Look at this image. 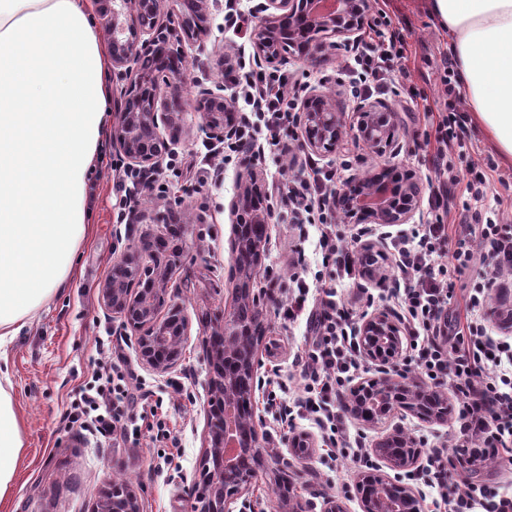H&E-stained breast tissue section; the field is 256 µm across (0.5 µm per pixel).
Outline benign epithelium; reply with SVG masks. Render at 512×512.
Wrapping results in <instances>:
<instances>
[{
    "instance_id": "benign-epithelium-1",
    "label": "benign epithelium",
    "mask_w": 512,
    "mask_h": 512,
    "mask_svg": "<svg viewBox=\"0 0 512 512\" xmlns=\"http://www.w3.org/2000/svg\"><path fill=\"white\" fill-rule=\"evenodd\" d=\"M104 27L110 40L112 72L117 79L131 78L117 102L116 122L112 127V145L130 169L157 170L172 146L189 132L182 107L178 61L187 52L172 45L182 42L193 46L211 33L212 6L217 0H172L175 8L166 12V0H101ZM320 0H259L253 14L260 22L252 37L253 55L260 64L285 60V52L312 57L323 48L327 36L351 37L364 24L369 0H331L333 8L318 9ZM194 111L201 122L198 128L210 140H222L235 131V111L227 98L209 88L197 91ZM304 138L300 150L306 153L332 154L341 146L343 114L336 111L333 97L313 89L301 107ZM398 126V113L388 106L369 102L356 112L355 139L366 147L382 152L391 146ZM243 172L231 204L233 224L230 280L235 303L254 304L267 311L279 302L274 288H259L256 272L269 249V237L257 240L251 228L268 226L273 210L268 201L257 199L258 173L253 157L241 160ZM422 188L416 174L397 168H384L351 181L336 193V206L357 224L390 226L409 224L420 212ZM384 237L362 243L364 258L383 255ZM159 243L144 242L139 253L149 259L124 256L112 265V274L99 289L103 309L120 318L122 324L139 333L137 352L150 370L166 373L183 358L191 323L185 309L173 305L161 311L160 285L165 283L171 266L162 258ZM139 279L143 287L132 291L130 282ZM267 330V320L242 322L235 311L224 315L213 336L224 337L216 343L206 339L210 365V399L207 407L208 449L203 463L207 495L201 512H249L253 508L250 493L253 483L269 471L303 468L312 447V439L300 433L288 440L284 451L275 449L268 456L258 450L255 411L246 421L228 418L229 405L243 398L255 401L257 388V346ZM402 329L396 316L382 309L363 317L357 328L358 344L364 357L392 364L403 352ZM451 398L444 386H429L411 379L397 368L384 371L353 388L344 399L342 410L362 425L388 419L400 409L427 423L448 420ZM403 447L417 444L404 427L396 424L376 443V462L362 472L356 492L362 512H402L404 503L419 501L400 477L381 473L379 463L395 471L414 466L420 453L385 451L391 443ZM312 501L302 496L284 495L278 512H312ZM93 512H142L137 491L128 485L110 484L100 493Z\"/></svg>"
}]
</instances>
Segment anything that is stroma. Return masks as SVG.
Segmentation results:
<instances>
[{
  "mask_svg": "<svg viewBox=\"0 0 512 512\" xmlns=\"http://www.w3.org/2000/svg\"><path fill=\"white\" fill-rule=\"evenodd\" d=\"M408 44L407 60H394L392 73L398 93L386 100L399 114L393 145L375 153L345 132L342 147L330 156L315 155L319 167L330 169L340 159H350L352 168L345 179L360 178L385 165L410 169L419 177L433 176L430 152L419 134L424 126L423 110L443 109L448 88L442 78L454 59L448 50V35L430 17L426 0H377ZM249 40L239 38L224 26L223 11L211 19V34L203 46L187 51L186 68L179 79L185 102H192L199 86L227 88L228 82L217 60L222 54L236 57L250 50ZM346 52L343 41L326 43L319 62L292 60L283 69L304 90L319 89L332 95L337 111L352 120L360 100L352 98L346 83ZM189 133L174 147L178 176L166 177L165 193L141 196L138 208H120L117 190L123 173L102 164L95 177V220L88 239L79 248L74 272L60 291L37 313L32 325L0 346V363H7L8 390L21 421L25 448L8 498L0 512H92L100 490L117 475L131 476L141 497L142 512H199L205 486L201 478L207 440L206 407L209 367L205 340L214 325L222 323L233 305L228 270L230 249V203L235 195L240 164L213 170L203 156L209 139L197 133L198 118L188 114ZM463 148L452 151L448 162L455 174L466 176L469 168L493 165L499 176L489 186L483 207L502 224L512 225V166L504 165L487 136L467 122ZM298 141L282 140L257 157L261 186L276 187L281 168L304 160ZM183 214L202 215L203 223L182 224L172 233L162 220L174 199ZM275 218L268 233V255L258 272L261 285L287 280L299 260L312 265L322 262L315 251L313 227L294 223L292 213L273 196ZM163 240L164 255L172 273L163 293L165 305L179 304L191 320V331L182 361L164 374L139 367L135 335L108 315L99 303V288L108 278L112 264L137 251L141 241ZM268 333L259 350V375L274 380L291 393L301 387L295 359L306 348L309 333L305 322L285 323L277 309L267 313ZM119 344L126 360L136 364L140 378L163 390L162 411L167 426L178 442L172 464L157 459L158 443L149 437L136 441L98 443L82 436L69 413L79 400L90 377L94 360L100 359L101 339ZM180 384L181 393L169 391ZM266 391H257L256 417L262 436L261 450L287 448L291 430L315 432L306 419L293 428L279 427L266 403ZM356 483L358 474L349 462L334 463L324 445H316L305 471L289 474L294 493L312 498L314 493L336 494L339 479Z\"/></svg>",
  "mask_w": 512,
  "mask_h": 512,
  "instance_id": "obj_1",
  "label": "stroma"
}]
</instances>
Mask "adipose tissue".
Here are the masks:
<instances>
[{"instance_id": "obj_1", "label": "adipose tissue", "mask_w": 512, "mask_h": 512, "mask_svg": "<svg viewBox=\"0 0 512 512\" xmlns=\"http://www.w3.org/2000/svg\"><path fill=\"white\" fill-rule=\"evenodd\" d=\"M476 124L512 165V0H427ZM109 41L94 0H0V344L74 268L111 113ZM24 448L0 386V499Z\"/></svg>"}]
</instances>
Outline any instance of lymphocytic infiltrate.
<instances>
[{
	"instance_id": "lymphocytic-infiltrate-1",
	"label": "lymphocytic infiltrate",
	"mask_w": 512,
	"mask_h": 512,
	"mask_svg": "<svg viewBox=\"0 0 512 512\" xmlns=\"http://www.w3.org/2000/svg\"><path fill=\"white\" fill-rule=\"evenodd\" d=\"M369 28L370 41L349 49L351 89L359 95H388L395 91L389 64L404 57L406 41L390 29L385 14H378ZM234 82L253 112L262 115L260 131L272 145H279L300 121L298 90L276 69L241 67ZM260 131L250 121H242L236 139L222 147L223 163L238 159L246 140ZM335 180V171L323 172L308 162L290 173L277 191L306 223L319 225L323 265H334L348 275L362 260L357 246L345 243L336 232ZM489 182L480 171L466 184L463 209L471 213L472 223L446 224L447 189L441 184L428 202L430 220L413 225L393 244L403 284L389 289L388 296L398 305L397 318L410 349L402 367L426 384H447L453 401L452 453L428 449L425 467L410 475L414 483L432 489V512H512V493L470 476L489 460L512 465V340L492 336L487 317L493 297L507 291L506 278L512 275V226L496 223L480 209L483 187ZM475 265L481 267V274L461 285L462 276ZM458 293L464 297V313L456 319L454 334L447 337L441 316ZM282 317L288 322L306 318L313 342L298 357L301 395L288 403L272 390L269 404L283 407L289 420L297 414L312 416L330 457L368 467V449L350 447L346 440L347 418L339 406L340 398L365 371L352 330L353 307L338 297L332 283L319 279L311 285L297 277L288 289ZM161 407L152 390L119 359L110 367L94 369L74 416L103 437L119 432L133 439L145 430L161 440L169 435L157 416ZM144 409L153 420L142 426L138 419Z\"/></svg>"
}]
</instances>
